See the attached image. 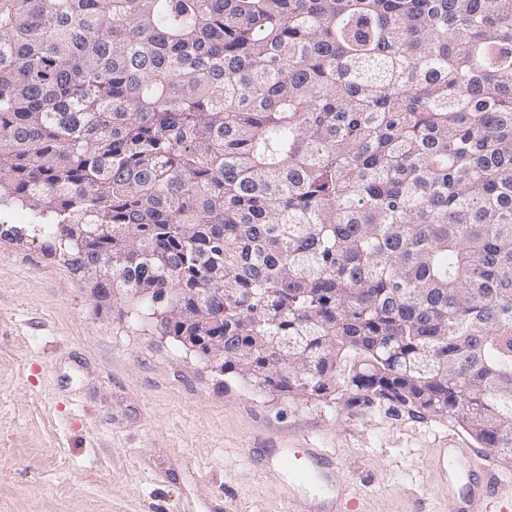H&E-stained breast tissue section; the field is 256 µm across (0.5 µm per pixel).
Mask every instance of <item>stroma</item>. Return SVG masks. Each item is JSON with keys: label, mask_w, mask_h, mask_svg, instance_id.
<instances>
[{"label": "stroma", "mask_w": 512, "mask_h": 512, "mask_svg": "<svg viewBox=\"0 0 512 512\" xmlns=\"http://www.w3.org/2000/svg\"><path fill=\"white\" fill-rule=\"evenodd\" d=\"M460 429L224 385L177 342L97 305L37 242L0 237V512H293L253 448H324L360 512H449L426 469Z\"/></svg>", "instance_id": "1"}]
</instances>
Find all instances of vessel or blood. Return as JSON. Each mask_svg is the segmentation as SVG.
<instances>
[{
    "label": "vessel or blood",
    "instance_id": "obj_1",
    "mask_svg": "<svg viewBox=\"0 0 512 512\" xmlns=\"http://www.w3.org/2000/svg\"><path fill=\"white\" fill-rule=\"evenodd\" d=\"M278 464L296 481L314 479L331 488V496L321 499L315 512H353L351 485L337 478L334 455L317 448H284ZM427 467L437 478L436 495L447 501L452 512H512V493H502L500 477L477 453L463 448H437Z\"/></svg>",
    "mask_w": 512,
    "mask_h": 512
}]
</instances>
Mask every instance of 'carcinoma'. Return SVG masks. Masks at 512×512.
Here are the masks:
<instances>
[{
  "mask_svg": "<svg viewBox=\"0 0 512 512\" xmlns=\"http://www.w3.org/2000/svg\"><path fill=\"white\" fill-rule=\"evenodd\" d=\"M160 336L512 467V0H0V210Z\"/></svg>",
  "mask_w": 512,
  "mask_h": 512,
  "instance_id": "obj_1",
  "label": "carcinoma"
}]
</instances>
